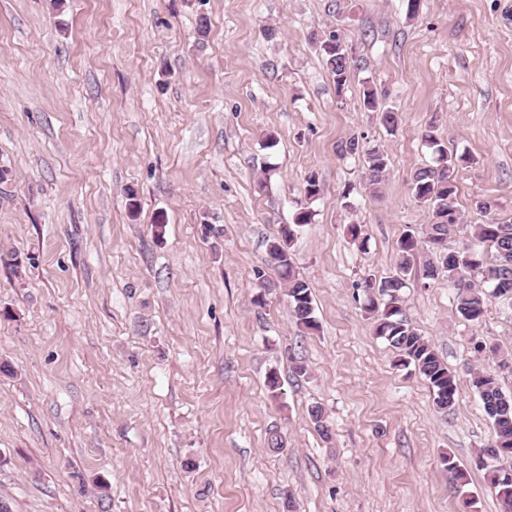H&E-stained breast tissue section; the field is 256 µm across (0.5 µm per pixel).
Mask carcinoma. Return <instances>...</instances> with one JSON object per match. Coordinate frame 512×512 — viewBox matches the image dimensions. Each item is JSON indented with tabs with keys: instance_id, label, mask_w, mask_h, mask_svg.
Returning a JSON list of instances; mask_svg holds the SVG:
<instances>
[{
	"instance_id": "obj_1",
	"label": "carcinoma",
	"mask_w": 512,
	"mask_h": 512,
	"mask_svg": "<svg viewBox=\"0 0 512 512\" xmlns=\"http://www.w3.org/2000/svg\"><path fill=\"white\" fill-rule=\"evenodd\" d=\"M320 50L336 90L342 91L354 62L348 46L332 35L320 42ZM362 106L367 112L377 113L386 130L397 129L400 113L385 104L375 89L364 91ZM424 141L431 151L432 161L415 171L412 192L416 202L427 209L429 224L421 233L409 232L399 239L395 275L379 283L367 278L363 288L367 293L365 311L371 315L375 335L385 339L399 353L400 364L414 366L431 389L436 408L446 414L457 400L456 378L432 343L407 319L402 299L403 289L407 287L405 276L412 270L413 261L421 251L428 250L436 259H430L424 265L423 278H448V285L456 290L457 313L463 320L478 324L486 314L485 289H491L496 297L512 299V224L490 218L482 224L471 225L472 237L482 244L480 250L450 251L445 248L448 234L460 224L456 175L459 168L468 163V158L448 153L433 122L424 134ZM340 154L363 156L368 185L372 186V192L379 191L389 168L385 152L375 147L367 148L358 138L352 137L341 143ZM312 220L313 212L307 207L300 208L294 223L281 228L280 236L268 241L265 258V265L287 286L296 325L306 333L318 329V322L314 316L311 287L293 272L290 244L294 228L310 224ZM470 375L471 388L479 396L493 428L492 440L479 450L476 463L490 474L491 488L500 501L501 512H512V469L499 466L502 460L512 459V396L505 394L495 378L483 370L474 368ZM308 414L316 430L330 438L322 407L314 404Z\"/></svg>"
}]
</instances>
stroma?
<instances>
[{"mask_svg": "<svg viewBox=\"0 0 512 512\" xmlns=\"http://www.w3.org/2000/svg\"><path fill=\"white\" fill-rule=\"evenodd\" d=\"M332 35L355 59L341 90L317 45ZM369 87L395 132L364 111ZM432 122L471 158L445 242L459 251L482 205L512 222V0H0V505L498 512L470 371L512 395V300L470 324L414 265L405 313L458 384L445 415L362 309L364 279L391 276L400 237L429 222L411 182ZM353 136L389 157L379 192L339 153ZM303 203L290 252L310 333L276 273L266 290L253 274ZM362 106L367 112H377V117L386 130L392 132L397 129L401 121L400 113L385 104L374 88L364 91Z\"/></svg>", "mask_w": 512, "mask_h": 512, "instance_id": "35a3bbf8", "label": "stroma"}]
</instances>
